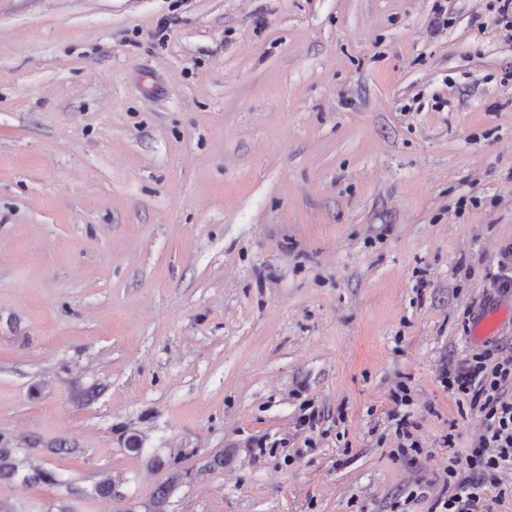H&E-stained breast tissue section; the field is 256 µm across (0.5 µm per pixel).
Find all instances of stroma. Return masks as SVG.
Instances as JSON below:
<instances>
[{
  "mask_svg": "<svg viewBox=\"0 0 512 512\" xmlns=\"http://www.w3.org/2000/svg\"><path fill=\"white\" fill-rule=\"evenodd\" d=\"M511 243L490 0H0V503L431 512ZM16 449L0 446V480L18 478L24 486L32 483L60 484L56 474L48 469H36L30 473L20 474V466L14 460Z\"/></svg>",
  "mask_w": 512,
  "mask_h": 512,
  "instance_id": "obj_1",
  "label": "stroma"
}]
</instances>
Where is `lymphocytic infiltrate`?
<instances>
[{"label": "lymphocytic infiltrate", "instance_id": "1", "mask_svg": "<svg viewBox=\"0 0 512 512\" xmlns=\"http://www.w3.org/2000/svg\"><path fill=\"white\" fill-rule=\"evenodd\" d=\"M439 381L483 413L488 426L486 434L463 454L454 452L455 440L447 438L453 454L434 512H489L485 491L491 475L512 469V399L504 396L505 386L512 383V354L494 349L472 353L457 366L443 369Z\"/></svg>", "mask_w": 512, "mask_h": 512}]
</instances>
